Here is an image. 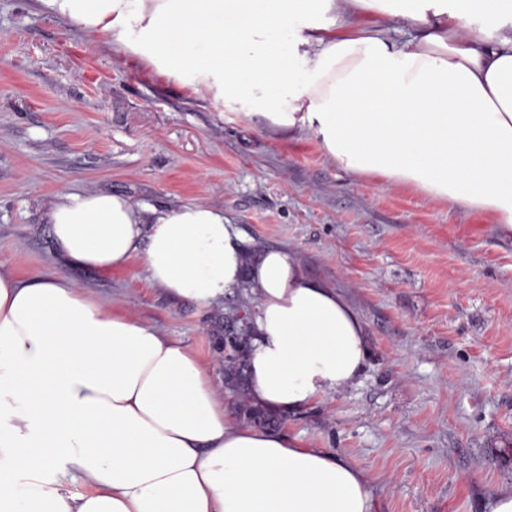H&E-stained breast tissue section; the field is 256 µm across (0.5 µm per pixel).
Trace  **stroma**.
Returning a JSON list of instances; mask_svg holds the SVG:
<instances>
[{
	"instance_id": "stroma-1",
	"label": "stroma",
	"mask_w": 512,
	"mask_h": 512,
	"mask_svg": "<svg viewBox=\"0 0 512 512\" xmlns=\"http://www.w3.org/2000/svg\"><path fill=\"white\" fill-rule=\"evenodd\" d=\"M223 209L246 249L294 250L368 325L352 388L276 417L273 431L351 458L378 512H481L512 483V238L491 219L338 169L313 135L288 140L129 61L35 0H0V261L54 272L43 214L62 189ZM113 308L189 345L243 424L224 374V318L249 300H173L139 260L70 270Z\"/></svg>"
}]
</instances>
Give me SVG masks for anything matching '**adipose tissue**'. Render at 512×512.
Returning <instances> with one entry per match:
<instances>
[{"instance_id":"adipose-tissue-1","label":"adipose tissue","mask_w":512,"mask_h":512,"mask_svg":"<svg viewBox=\"0 0 512 512\" xmlns=\"http://www.w3.org/2000/svg\"><path fill=\"white\" fill-rule=\"evenodd\" d=\"M344 172L489 215L512 237V0H36ZM419 22L403 44L384 21ZM483 23L481 36L458 33ZM59 272L0 262V512H376L366 471L232 423L194 351L72 280L139 259L173 299L223 302L248 276L247 398L285 415L355 385L367 325L289 249L246 252L221 209L60 191ZM81 491H73V484Z\"/></svg>"}]
</instances>
